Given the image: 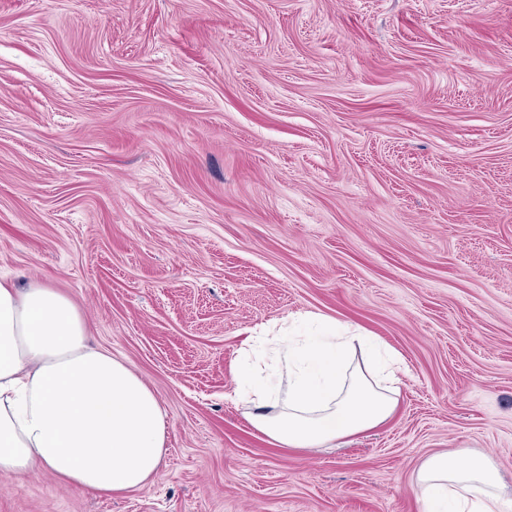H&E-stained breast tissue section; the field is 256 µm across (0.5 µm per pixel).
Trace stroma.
Wrapping results in <instances>:
<instances>
[{
  "mask_svg": "<svg viewBox=\"0 0 512 512\" xmlns=\"http://www.w3.org/2000/svg\"><path fill=\"white\" fill-rule=\"evenodd\" d=\"M0 275L68 296L168 422L143 487L38 466L0 512H420L448 449L512 498V0H0ZM306 313L406 365L335 448L226 398Z\"/></svg>",
  "mask_w": 512,
  "mask_h": 512,
  "instance_id": "stroma-1",
  "label": "stroma"
}]
</instances>
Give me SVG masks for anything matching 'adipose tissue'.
Wrapping results in <instances>:
<instances>
[{
    "mask_svg": "<svg viewBox=\"0 0 512 512\" xmlns=\"http://www.w3.org/2000/svg\"><path fill=\"white\" fill-rule=\"evenodd\" d=\"M308 331L266 337L270 366L241 364L233 401L271 443L332 448L388 420L401 360L360 325L324 315ZM360 361H352V354ZM165 414L123 361L92 345L70 298L45 282L0 277V477L42 465L80 491L142 487L165 453ZM422 512H512L496 467L480 454L428 457L417 473Z\"/></svg>",
    "mask_w": 512,
    "mask_h": 512,
    "instance_id": "ef3b65f1",
    "label": "adipose tissue"
}]
</instances>
